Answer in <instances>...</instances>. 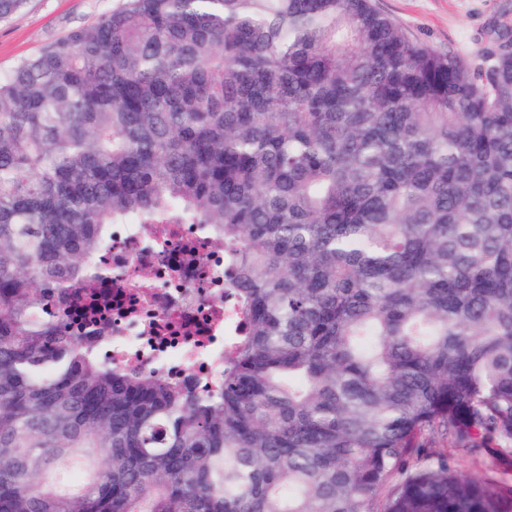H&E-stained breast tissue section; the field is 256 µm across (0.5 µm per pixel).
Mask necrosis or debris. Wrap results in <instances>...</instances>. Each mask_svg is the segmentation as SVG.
<instances>
[{
  "label": "necrosis or debris",
  "mask_w": 512,
  "mask_h": 512,
  "mask_svg": "<svg viewBox=\"0 0 512 512\" xmlns=\"http://www.w3.org/2000/svg\"><path fill=\"white\" fill-rule=\"evenodd\" d=\"M103 261L112 269L97 290L110 307L108 358L216 381L224 337L240 321L224 299L223 253L192 224H116Z\"/></svg>",
  "instance_id": "necrosis-or-debris-1"
}]
</instances>
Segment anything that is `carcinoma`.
Instances as JSON below:
<instances>
[{
    "label": "carcinoma",
    "instance_id": "obj_1",
    "mask_svg": "<svg viewBox=\"0 0 512 512\" xmlns=\"http://www.w3.org/2000/svg\"><path fill=\"white\" fill-rule=\"evenodd\" d=\"M114 224L228 254L215 387L69 329ZM438 439L512 441L511 25L115 0L0 75V512H512Z\"/></svg>",
    "mask_w": 512,
    "mask_h": 512
}]
</instances>
